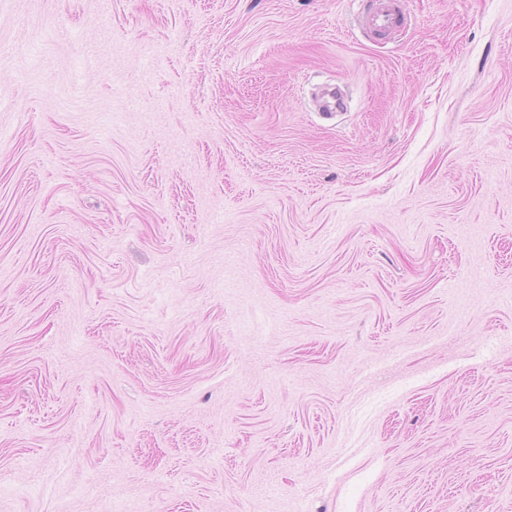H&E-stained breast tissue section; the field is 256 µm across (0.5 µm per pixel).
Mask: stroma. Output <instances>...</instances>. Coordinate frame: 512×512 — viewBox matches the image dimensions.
<instances>
[{"label": "stroma", "instance_id": "1", "mask_svg": "<svg viewBox=\"0 0 512 512\" xmlns=\"http://www.w3.org/2000/svg\"><path fill=\"white\" fill-rule=\"evenodd\" d=\"M359 2L0 0V512H512V0ZM370 7L364 17L370 32L385 34L401 26L405 20L400 1L368 0Z\"/></svg>", "mask_w": 512, "mask_h": 512}]
</instances>
